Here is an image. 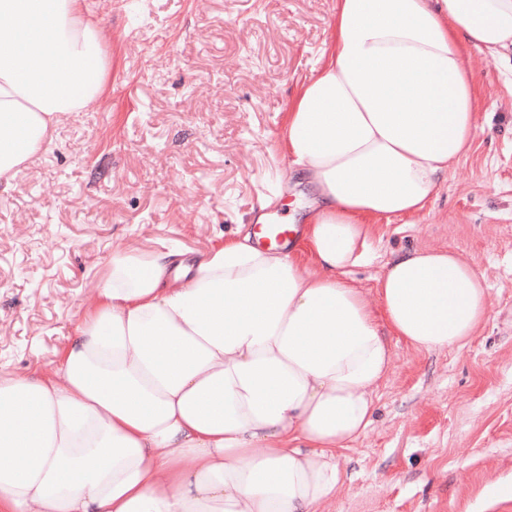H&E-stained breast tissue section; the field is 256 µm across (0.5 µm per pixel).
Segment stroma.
I'll use <instances>...</instances> for the list:
<instances>
[{"label":"stroma","instance_id":"obj_1","mask_svg":"<svg viewBox=\"0 0 512 512\" xmlns=\"http://www.w3.org/2000/svg\"><path fill=\"white\" fill-rule=\"evenodd\" d=\"M111 60L105 97L61 116L52 143L0 186V373L53 362L117 249L192 261L253 227L260 195L297 188L272 146L329 35L333 0H91ZM479 130L429 215L383 225L369 287L392 252L461 253L489 288L461 348L392 342L367 433L344 451L324 512H512V74L473 52Z\"/></svg>","mask_w":512,"mask_h":512}]
</instances>
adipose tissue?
I'll list each match as a JSON object with an SVG mask.
<instances>
[{
    "label": "adipose tissue",
    "instance_id": "adipose-tissue-1",
    "mask_svg": "<svg viewBox=\"0 0 512 512\" xmlns=\"http://www.w3.org/2000/svg\"><path fill=\"white\" fill-rule=\"evenodd\" d=\"M333 2L278 142L311 191L299 244L246 233L189 265L113 252L56 361L0 374V512H321L372 422L388 336L479 334L488 290L457 252H394L371 288L352 271L471 151V52L512 60V0ZM105 41L87 0H0V183L102 97Z\"/></svg>",
    "mask_w": 512,
    "mask_h": 512
}]
</instances>
